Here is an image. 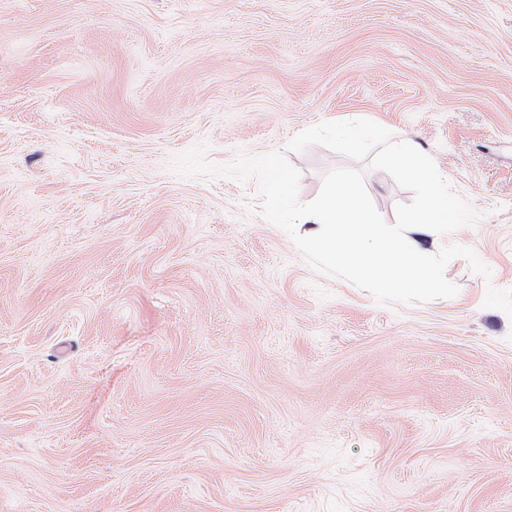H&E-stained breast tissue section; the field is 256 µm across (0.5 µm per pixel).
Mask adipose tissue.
<instances>
[{
	"instance_id": "ef3b65f1",
	"label": "adipose tissue",
	"mask_w": 512,
	"mask_h": 512,
	"mask_svg": "<svg viewBox=\"0 0 512 512\" xmlns=\"http://www.w3.org/2000/svg\"><path fill=\"white\" fill-rule=\"evenodd\" d=\"M388 166L402 167L423 187L414 209L397 223H378L368 199L350 183L332 184L313 205L308 224L286 232L325 263L364 277L378 287L399 291H442L448 282L429 260L427 240L436 226L454 223L445 178L434 163L410 143L389 153Z\"/></svg>"
}]
</instances>
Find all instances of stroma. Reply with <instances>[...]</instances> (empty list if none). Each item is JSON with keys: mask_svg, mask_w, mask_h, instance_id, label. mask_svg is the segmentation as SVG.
I'll return each instance as SVG.
<instances>
[{"mask_svg": "<svg viewBox=\"0 0 512 512\" xmlns=\"http://www.w3.org/2000/svg\"><path fill=\"white\" fill-rule=\"evenodd\" d=\"M405 139L444 294L284 234ZM0 512H512V0H0Z\"/></svg>", "mask_w": 512, "mask_h": 512, "instance_id": "obj_1", "label": "stroma"}]
</instances>
